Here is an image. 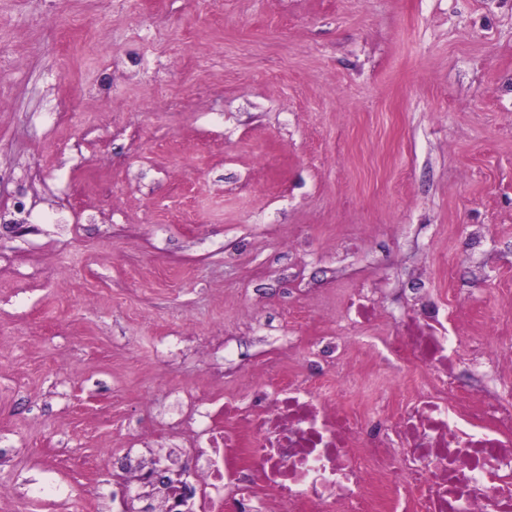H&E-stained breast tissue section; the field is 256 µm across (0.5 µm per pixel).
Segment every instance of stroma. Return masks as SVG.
<instances>
[{
	"mask_svg": "<svg viewBox=\"0 0 512 512\" xmlns=\"http://www.w3.org/2000/svg\"><path fill=\"white\" fill-rule=\"evenodd\" d=\"M415 282L512 350V0H0V512H124Z\"/></svg>",
	"mask_w": 512,
	"mask_h": 512,
	"instance_id": "1",
	"label": "stroma"
}]
</instances>
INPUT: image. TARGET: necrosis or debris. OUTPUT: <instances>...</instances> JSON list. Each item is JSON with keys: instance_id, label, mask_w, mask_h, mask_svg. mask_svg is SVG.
Here are the masks:
<instances>
[{"instance_id": "necrosis-or-debris-1", "label": "necrosis or debris", "mask_w": 512, "mask_h": 512, "mask_svg": "<svg viewBox=\"0 0 512 512\" xmlns=\"http://www.w3.org/2000/svg\"><path fill=\"white\" fill-rule=\"evenodd\" d=\"M463 329L447 298L427 296L384 341L390 369L427 371L398 406L383 398L348 411L366 380L355 371L336 386L275 366L257 372L247 405L225 400L223 424L201 432L205 512H224L228 490L236 512H512V398L490 384L460 389L452 365ZM259 481L273 493L258 507Z\"/></svg>"}]
</instances>
